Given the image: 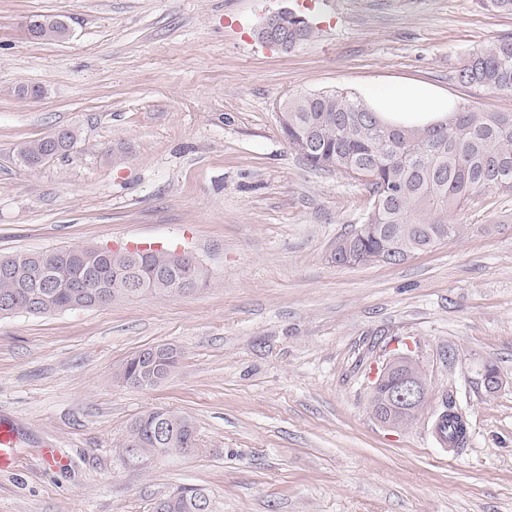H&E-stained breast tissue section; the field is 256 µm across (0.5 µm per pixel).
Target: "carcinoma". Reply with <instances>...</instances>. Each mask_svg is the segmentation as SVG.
Returning <instances> with one entry per match:
<instances>
[{
	"label": "carcinoma",
	"instance_id": "cac0c4a2",
	"mask_svg": "<svg viewBox=\"0 0 512 512\" xmlns=\"http://www.w3.org/2000/svg\"><path fill=\"white\" fill-rule=\"evenodd\" d=\"M66 26H40L38 39L61 41ZM456 80L466 86L512 92V38H492L462 59ZM288 146L315 170L340 171L366 185L370 206L361 223L336 239L331 259L339 265L382 261L397 263L453 237L467 225L448 219L471 207L487 191L512 193V112H482L457 107L446 119L426 127H402L385 121L360 97L344 90L299 96L288 101V125L281 126ZM47 138L23 143L18 156L28 168L44 164ZM182 273L167 249L53 248L0 255V298L19 299L14 312L51 315L72 308L94 307L90 294L77 295L73 285L88 280L111 299L147 293L180 296ZM181 354L162 356L152 348L131 355L114 373L121 385L145 387L151 373L165 379L178 367ZM388 372L370 396L372 413L383 408L391 388ZM174 431L168 442L154 443L143 416L129 424L118 447L140 442L142 453H182L184 433L196 430L186 412L163 409ZM439 429L451 447H461L465 420L453 403L446 404ZM178 498L164 512H191L190 504L203 488H175Z\"/></svg>",
	"mask_w": 512,
	"mask_h": 512
}]
</instances>
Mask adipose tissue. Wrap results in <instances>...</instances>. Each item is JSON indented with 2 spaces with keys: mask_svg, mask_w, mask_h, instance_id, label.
Masks as SVG:
<instances>
[{
  "mask_svg": "<svg viewBox=\"0 0 512 512\" xmlns=\"http://www.w3.org/2000/svg\"><path fill=\"white\" fill-rule=\"evenodd\" d=\"M366 97L384 119L407 125L432 122L454 107L448 95L419 84L375 86L367 90Z\"/></svg>",
  "mask_w": 512,
  "mask_h": 512,
  "instance_id": "ef3b65f1",
  "label": "adipose tissue"
}]
</instances>
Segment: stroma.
<instances>
[{"mask_svg":"<svg viewBox=\"0 0 512 512\" xmlns=\"http://www.w3.org/2000/svg\"><path fill=\"white\" fill-rule=\"evenodd\" d=\"M283 9L316 36L260 42ZM38 14L68 38L29 39ZM504 36L512 14L479 0H0V254L147 239L191 251L208 281L0 319V421L18 435L0 512H152L186 484L216 512H512V196L487 192L452 214L462 237L401 263L339 265L333 245L370 195L311 168L277 120L288 98L398 81L512 112V93L455 79ZM60 128L78 132L68 155L20 164L19 143ZM162 344L182 353L166 380L114 381ZM400 352L432 404L465 415V446L440 444L428 414L373 418L372 382ZM155 407L191 414L196 446L129 465L117 444ZM48 447L66 469L45 468Z\"/></svg>","mask_w":512,"mask_h":512,"instance_id":"stroma-1","label":"stroma"}]
</instances>
